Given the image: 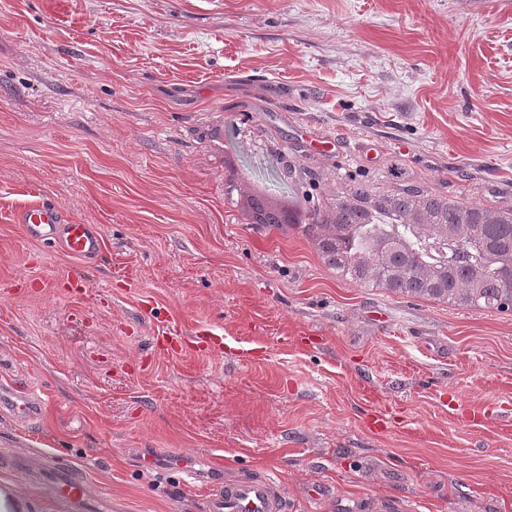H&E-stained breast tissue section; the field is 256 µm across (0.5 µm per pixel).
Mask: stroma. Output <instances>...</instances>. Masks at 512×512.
Returning a JSON list of instances; mask_svg holds the SVG:
<instances>
[{
  "label": "stroma",
  "mask_w": 512,
  "mask_h": 512,
  "mask_svg": "<svg viewBox=\"0 0 512 512\" xmlns=\"http://www.w3.org/2000/svg\"><path fill=\"white\" fill-rule=\"evenodd\" d=\"M358 180L512 208V0H0V382L44 393L0 456L126 512L237 475L288 512H512V312L342 279L242 210ZM42 203L101 255L30 240ZM166 324L223 356L160 351ZM194 345L198 350L224 354V333L216 329L198 331L195 334Z\"/></svg>",
  "instance_id": "stroma-1"
}]
</instances>
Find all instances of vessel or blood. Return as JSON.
I'll use <instances>...</instances> for the list:
<instances>
[{
  "label": "vessel or blood",
  "mask_w": 512,
  "mask_h": 512,
  "mask_svg": "<svg viewBox=\"0 0 512 512\" xmlns=\"http://www.w3.org/2000/svg\"><path fill=\"white\" fill-rule=\"evenodd\" d=\"M26 235L47 243L66 255L87 261L99 256L101 234L93 224H71L53 205L42 204L26 210L19 218ZM197 349L215 354L224 351V334L216 329L196 332ZM43 401L32 388L0 386V417L19 425L36 421ZM7 464L19 474L44 485L68 512H120L121 503L111 497L90 499L76 470L46 464L37 457L13 456ZM286 497L280 484L269 477H231L217 487L207 501L208 512H285Z\"/></svg>",
  "instance_id": "vessel-or-blood-1"
}]
</instances>
